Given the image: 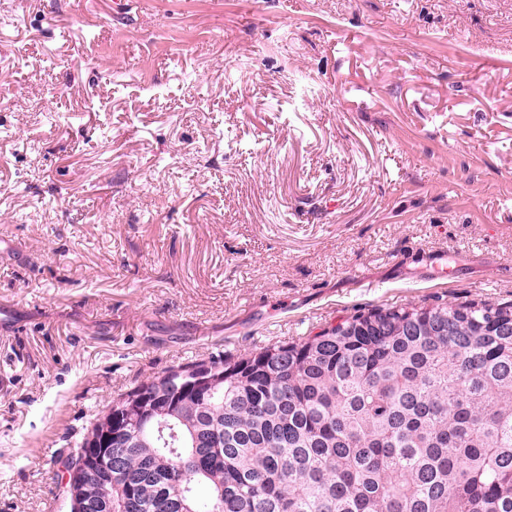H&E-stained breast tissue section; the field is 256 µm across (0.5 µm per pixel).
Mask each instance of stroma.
Segmentation results:
<instances>
[{
    "mask_svg": "<svg viewBox=\"0 0 512 512\" xmlns=\"http://www.w3.org/2000/svg\"><path fill=\"white\" fill-rule=\"evenodd\" d=\"M151 2L0 0V512L165 370L512 302V0Z\"/></svg>",
    "mask_w": 512,
    "mask_h": 512,
    "instance_id": "obj_1",
    "label": "stroma"
}]
</instances>
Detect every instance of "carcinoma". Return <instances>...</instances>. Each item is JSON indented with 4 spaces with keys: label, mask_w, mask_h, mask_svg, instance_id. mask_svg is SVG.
I'll return each instance as SVG.
<instances>
[{
    "label": "carcinoma",
    "mask_w": 512,
    "mask_h": 512,
    "mask_svg": "<svg viewBox=\"0 0 512 512\" xmlns=\"http://www.w3.org/2000/svg\"><path fill=\"white\" fill-rule=\"evenodd\" d=\"M63 468L82 512H512V303L375 307L178 366Z\"/></svg>",
    "instance_id": "1"
}]
</instances>
